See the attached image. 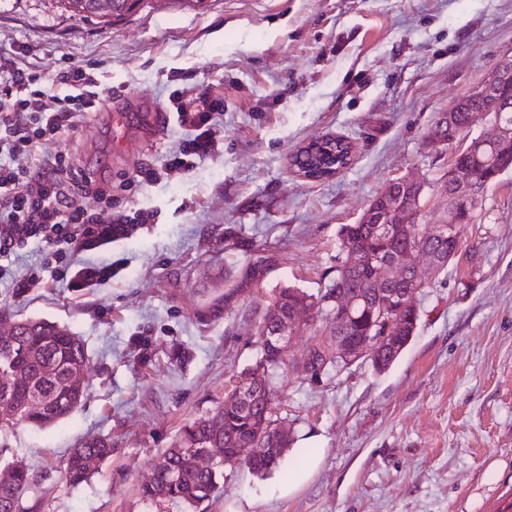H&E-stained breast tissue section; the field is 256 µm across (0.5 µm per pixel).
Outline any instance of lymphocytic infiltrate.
Wrapping results in <instances>:
<instances>
[{
  "instance_id": "lymphocytic-infiltrate-1",
  "label": "lymphocytic infiltrate",
  "mask_w": 512,
  "mask_h": 512,
  "mask_svg": "<svg viewBox=\"0 0 512 512\" xmlns=\"http://www.w3.org/2000/svg\"><path fill=\"white\" fill-rule=\"evenodd\" d=\"M60 79L75 88V95L56 98L45 91L41 75L15 63L0 65V257L34 240L78 249L133 231L135 218L127 213L115 212L107 223L91 213L86 198L108 202L112 190L91 177H76L69 159L44 158L32 169L17 163L35 157L43 140L75 130L85 114L99 108L102 91L83 66H70ZM173 105L180 122L195 132L171 161L172 168L182 169L186 158L202 159L216 148L213 116L222 104L179 94Z\"/></svg>"
}]
</instances>
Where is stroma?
Returning a JSON list of instances; mask_svg holds the SVG:
<instances>
[{"label": "stroma", "instance_id": "1", "mask_svg": "<svg viewBox=\"0 0 512 512\" xmlns=\"http://www.w3.org/2000/svg\"><path fill=\"white\" fill-rule=\"evenodd\" d=\"M56 82L78 64L104 102L76 130L46 141L111 186L121 210L148 215L130 237L75 251L71 267L116 265L83 290L34 242L0 263L47 280L27 297L0 279V328L46 319L80 336L87 393L47 427L0 431V467L42 471V512H503L512 502V172L486 194L477 223L421 297L415 335L385 371L361 360L316 380L276 378L275 413L290 445L278 470L224 473L198 507L142 501L161 452L188 422L223 403L257 357V329L279 289L324 292L338 233L391 180L436 197L451 149L428 146L437 113L512 57V0H144L106 24L59 0H0V58ZM223 100L218 149L192 168L170 159L189 132L173 91ZM341 136L351 164L307 180L291 160ZM151 167L157 181L128 185ZM264 258L266 272L234 289ZM91 437L114 451L77 486L56 472ZM321 461L292 495L276 485Z\"/></svg>", "mask_w": 512, "mask_h": 512}]
</instances>
